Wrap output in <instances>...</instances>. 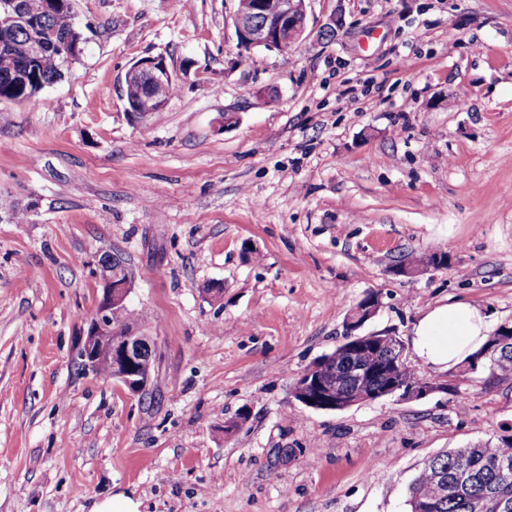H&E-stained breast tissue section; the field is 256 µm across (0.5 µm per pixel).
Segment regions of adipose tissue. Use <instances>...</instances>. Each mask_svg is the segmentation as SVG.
<instances>
[{"label":"adipose tissue","mask_w":512,"mask_h":512,"mask_svg":"<svg viewBox=\"0 0 512 512\" xmlns=\"http://www.w3.org/2000/svg\"><path fill=\"white\" fill-rule=\"evenodd\" d=\"M490 321L467 302L441 303L414 324L412 346L427 364L446 369L478 352L486 343Z\"/></svg>","instance_id":"obj_1"}]
</instances>
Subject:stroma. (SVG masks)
Returning a JSON list of instances; mask_svg holds the SVG:
<instances>
[{
	"mask_svg": "<svg viewBox=\"0 0 512 512\" xmlns=\"http://www.w3.org/2000/svg\"><path fill=\"white\" fill-rule=\"evenodd\" d=\"M233 10L74 0L83 53L0 102V512H408L425 460L512 426L485 370L343 411L292 396L367 294L364 332L407 345L447 299L512 322V0H311L335 39L256 66ZM145 57L179 80L141 119L118 81ZM115 252L157 353L142 398L76 359ZM141 502L123 492L96 501L90 512H140Z\"/></svg>",
	"mask_w": 512,
	"mask_h": 512,
	"instance_id": "1",
	"label": "stroma"
}]
</instances>
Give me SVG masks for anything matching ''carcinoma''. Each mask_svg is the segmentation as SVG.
<instances>
[{
	"mask_svg": "<svg viewBox=\"0 0 512 512\" xmlns=\"http://www.w3.org/2000/svg\"><path fill=\"white\" fill-rule=\"evenodd\" d=\"M53 31L61 37L74 28L72 11L64 6L36 17L31 29ZM30 35L16 29L9 43L0 46V56L8 54L14 69L0 65V101L18 103L62 78L68 61L59 50L49 47L33 67L35 82L28 85L15 77V71L30 64ZM483 364L497 378L512 379V342L490 352ZM323 378L339 383L348 392L357 381H347V369L331 359L323 363ZM484 503L483 512H512V433H503L429 458L410 485V512H474Z\"/></svg>",
	"mask_w": 512,
	"mask_h": 512,
	"instance_id": "obj_1",
	"label": "carcinoma"
}]
</instances>
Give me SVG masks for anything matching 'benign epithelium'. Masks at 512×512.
Here are the masks:
<instances>
[{"label": "benign epithelium", "mask_w": 512, "mask_h": 512, "mask_svg": "<svg viewBox=\"0 0 512 512\" xmlns=\"http://www.w3.org/2000/svg\"><path fill=\"white\" fill-rule=\"evenodd\" d=\"M309 0H252L245 10L233 11V24L237 45L241 52L248 55L257 48L282 49L284 46H298L309 38L307 33V5ZM11 7L12 24L0 28L3 34L12 30V25L26 26L33 14L34 5L28 0H8ZM343 16L333 13L317 34V39L324 40L342 28ZM136 80L141 85L139 99L135 105L134 115L146 117L162 109L165 101L152 94L156 84L174 83L178 80L176 72L168 67L161 58H143L135 62L121 81ZM445 265L441 256L435 254L415 266L397 269V273L410 275L420 268H441ZM102 297L93 317L90 319L86 334L81 338L77 357L84 370L97 373L100 367V351H108V378L124 385L128 390L142 394L151 383L150 371L141 372L137 368L141 346L149 338L139 334L133 326L126 328L125 337L112 340L114 318L127 308V298L131 292L132 276L126 269L124 260L117 255L107 254L102 263ZM380 308L379 299L370 295L357 306L346 322L344 341L337 347L333 357L342 353L352 357L363 356L383 346L392 348L396 354L388 367L381 371L386 384L374 391H360L351 398L336 389L327 387L316 375L323 361L315 366L294 384L293 398L300 404L325 411H342L356 404L373 402L386 397L399 400L421 399L427 395L446 390L448 386L438 385L428 379H419L414 384H407L398 376V370L407 365L406 346L401 339L391 334L368 333L357 334L364 324L376 315Z\"/></svg>", "instance_id": "benign-epithelium-1"}]
</instances>
